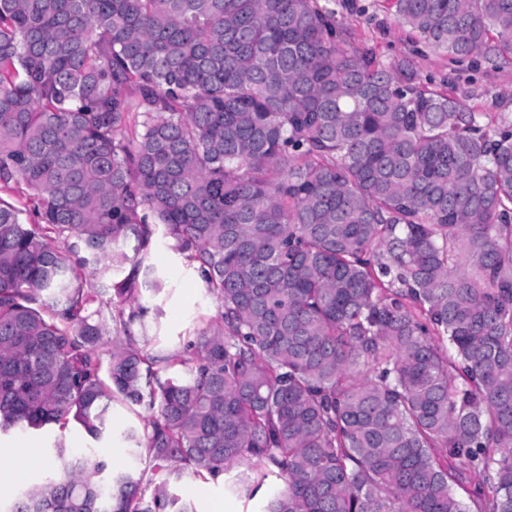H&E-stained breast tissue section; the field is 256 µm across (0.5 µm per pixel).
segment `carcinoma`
Segmentation results:
<instances>
[{"label": "carcinoma", "mask_w": 512, "mask_h": 512, "mask_svg": "<svg viewBox=\"0 0 512 512\" xmlns=\"http://www.w3.org/2000/svg\"><path fill=\"white\" fill-rule=\"evenodd\" d=\"M416 44L512 58V0H384ZM0 433L112 406L149 467L70 454L3 512H512V121L350 42L330 0H0ZM219 303L146 335L157 235ZM30 194L31 192L24 186H14L13 189L0 191V195L5 201L21 211L20 218L26 224H34L38 221L34 209L35 202ZM235 473H223L217 479L184 478L179 483L180 495L193 506L195 512H214L224 505L222 512H258L265 498L278 490L279 481L268 479L253 498L234 495L225 490L230 477Z\"/></svg>", "instance_id": "1"}]
</instances>
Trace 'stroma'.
I'll use <instances>...</instances> for the list:
<instances>
[{
	"label": "stroma",
	"instance_id": "1",
	"mask_svg": "<svg viewBox=\"0 0 512 512\" xmlns=\"http://www.w3.org/2000/svg\"><path fill=\"white\" fill-rule=\"evenodd\" d=\"M370 2L336 0L337 18L353 43L373 45L379 55L389 60L412 55L424 84L432 87L447 84L449 94L470 111L488 112L512 120V60L478 57L454 65L449 63L447 53L428 49L415 51L413 33L396 22L390 13L377 10L369 17L360 13V6ZM145 262L154 268L164 283L159 291L148 286L141 289L142 302L159 311L158 317L150 320L148 333L169 346H178L217 315L219 304L164 237H157ZM133 415L125 407L113 406L112 435L97 443L79 425H70L66 431L70 448L79 452L97 445L110 468H143V461L132 455L129 444L122 437V431ZM57 433V428L49 427L40 431L12 430L0 434V500L10 501L32 483L45 479L50 463L44 458L30 462L25 476H15V469L21 465L15 452L48 447ZM229 479L226 473L215 479L186 478L180 482L178 490L195 512H259L265 498L280 486L279 481L266 480L250 498L229 493L226 489Z\"/></svg>",
	"mask_w": 512,
	"mask_h": 512
}]
</instances>
